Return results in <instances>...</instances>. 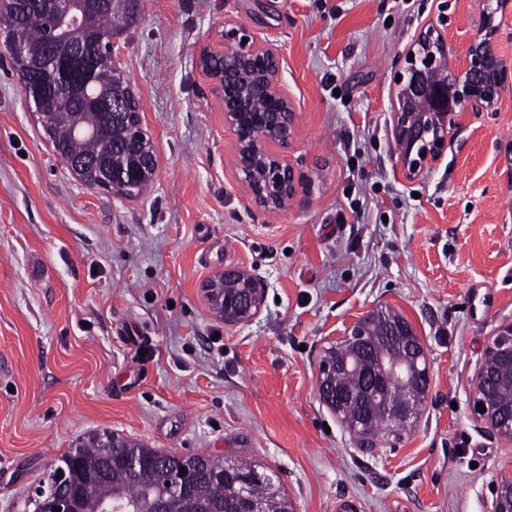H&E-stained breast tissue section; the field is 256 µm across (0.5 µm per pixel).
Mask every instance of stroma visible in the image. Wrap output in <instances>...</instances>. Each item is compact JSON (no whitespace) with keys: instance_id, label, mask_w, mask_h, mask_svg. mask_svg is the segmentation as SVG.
I'll return each mask as SVG.
<instances>
[{"instance_id":"obj_1","label":"stroma","mask_w":512,"mask_h":512,"mask_svg":"<svg viewBox=\"0 0 512 512\" xmlns=\"http://www.w3.org/2000/svg\"><path fill=\"white\" fill-rule=\"evenodd\" d=\"M233 29L283 59L295 117L278 154L297 192L281 209L254 202L198 65ZM428 33L449 67L485 39L512 73V0H142L118 43L157 158L134 199L54 156L0 48V512H20L76 437L105 430L258 461L294 512L344 499L356 512H490L512 441L478 420L472 387L512 321V80L406 174L395 76ZM227 267L263 295L235 326L202 291ZM475 288L493 294L490 312ZM382 307L423 342L430 385L411 432L365 448L321 401L318 365Z\"/></svg>"}]
</instances>
